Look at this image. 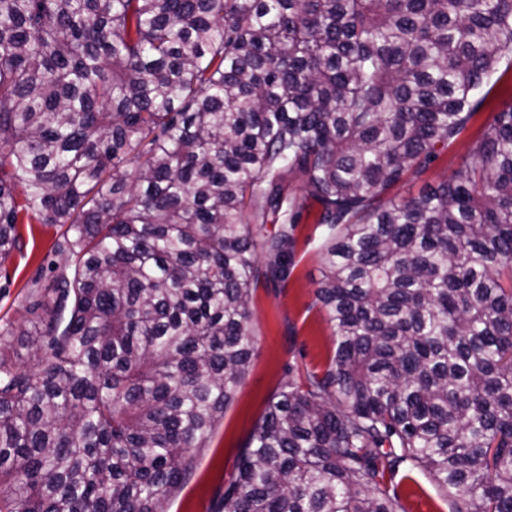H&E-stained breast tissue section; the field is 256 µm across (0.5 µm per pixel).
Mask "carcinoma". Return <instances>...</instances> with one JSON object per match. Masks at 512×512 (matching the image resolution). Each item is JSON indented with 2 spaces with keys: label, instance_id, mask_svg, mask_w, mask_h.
Wrapping results in <instances>:
<instances>
[{
  "label": "carcinoma",
  "instance_id": "carcinoma-1",
  "mask_svg": "<svg viewBox=\"0 0 512 512\" xmlns=\"http://www.w3.org/2000/svg\"><path fill=\"white\" fill-rule=\"evenodd\" d=\"M512 0H0V266L57 224L0 348V512H166L256 354L310 199L327 366L210 512H512ZM304 179V196L289 193ZM276 228L269 232L266 223ZM490 112L491 109L486 108L474 117L468 131L459 142L432 164L425 177L426 183L436 185L449 176L454 169L458 168L467 153L470 140L482 130L491 114ZM405 473L399 472L393 477V485H397L401 503L407 512H453L457 501L446 497L423 471L415 469L411 478H404Z\"/></svg>",
  "mask_w": 512,
  "mask_h": 512
}]
</instances>
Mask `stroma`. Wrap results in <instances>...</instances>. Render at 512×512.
<instances>
[{
    "mask_svg": "<svg viewBox=\"0 0 512 512\" xmlns=\"http://www.w3.org/2000/svg\"><path fill=\"white\" fill-rule=\"evenodd\" d=\"M489 116L485 109L474 117L465 137L432 164L428 184L440 183L458 168L471 138L479 134ZM60 233L56 225H19L20 246L0 266L1 326L24 319L30 303L27 284L38 275L50 277V267L57 260L52 247ZM296 238L295 266L286 287L261 286L253 293L251 327L258 354L206 448L198 451L192 477L170 499L167 512H209L212 497L235 471L238 448L261 420L269 399L286 377L287 366L320 370L335 353V339L314 295L320 277L322 231L307 217L298 224ZM392 482L406 512H454L457 506L421 470L407 478L396 475Z\"/></svg>",
    "mask_w": 512,
    "mask_h": 512,
    "instance_id": "obj_1",
    "label": "stroma"
}]
</instances>
